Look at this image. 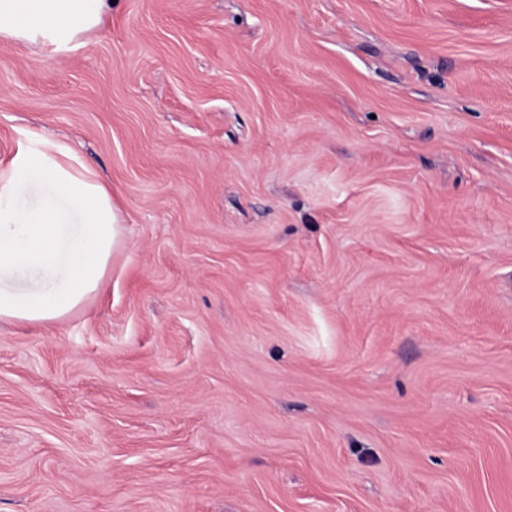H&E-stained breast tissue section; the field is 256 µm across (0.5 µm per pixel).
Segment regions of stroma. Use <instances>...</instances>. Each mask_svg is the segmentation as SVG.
Segmentation results:
<instances>
[{
	"label": "stroma",
	"mask_w": 512,
	"mask_h": 512,
	"mask_svg": "<svg viewBox=\"0 0 512 512\" xmlns=\"http://www.w3.org/2000/svg\"><path fill=\"white\" fill-rule=\"evenodd\" d=\"M101 292L0 325V512H512V0H113L0 43Z\"/></svg>",
	"instance_id": "1"
}]
</instances>
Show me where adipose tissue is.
Listing matches in <instances>:
<instances>
[{
	"mask_svg": "<svg viewBox=\"0 0 512 512\" xmlns=\"http://www.w3.org/2000/svg\"><path fill=\"white\" fill-rule=\"evenodd\" d=\"M112 0H0V42L65 52ZM122 234L111 191L66 143L39 138L0 167V322L57 320L94 297Z\"/></svg>",
	"mask_w": 512,
	"mask_h": 512,
	"instance_id": "adipose-tissue-1",
	"label": "adipose tissue"
}]
</instances>
